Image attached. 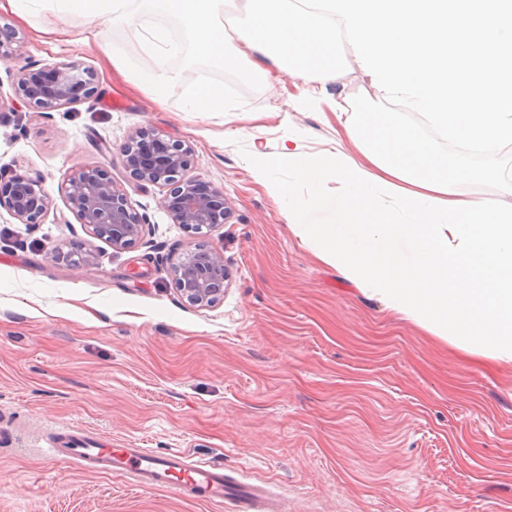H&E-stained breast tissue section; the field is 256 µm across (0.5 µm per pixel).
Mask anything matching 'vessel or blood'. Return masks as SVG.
Listing matches in <instances>:
<instances>
[{
	"label": "vessel or blood",
	"mask_w": 512,
	"mask_h": 512,
	"mask_svg": "<svg viewBox=\"0 0 512 512\" xmlns=\"http://www.w3.org/2000/svg\"><path fill=\"white\" fill-rule=\"evenodd\" d=\"M51 455H65L80 467L131 478L145 488H170L203 500H235L239 512H287L285 503L272 496L264 482H245L224 468L194 459L183 449L156 454L145 448H104L77 439Z\"/></svg>",
	"instance_id": "b4317fda"
}]
</instances>
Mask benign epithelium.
<instances>
[{"label":"benign epithelium","mask_w":512,"mask_h":512,"mask_svg":"<svg viewBox=\"0 0 512 512\" xmlns=\"http://www.w3.org/2000/svg\"><path fill=\"white\" fill-rule=\"evenodd\" d=\"M25 52L14 33L0 30V60L13 61ZM97 93L93 74L76 61L56 62L44 68L24 67L14 80L15 96L41 108L69 107ZM192 148L182 142H166L149 131L132 135L120 149V162L140 186L163 191L162 205L175 224L195 233L224 226L230 206L224 189L185 177L191 166ZM65 198L90 236L104 240L117 251L136 247L144 238L146 223L128 204L126 194L104 168H78L65 183ZM21 224H40L52 199L38 178L13 174L0 176V207ZM180 295L200 307H211L224 297L229 274L223 252L189 247L171 266Z\"/></svg>","instance_id":"obj_1"}]
</instances>
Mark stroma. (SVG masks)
I'll use <instances>...</instances> for the list:
<instances>
[{
  "mask_svg": "<svg viewBox=\"0 0 512 512\" xmlns=\"http://www.w3.org/2000/svg\"><path fill=\"white\" fill-rule=\"evenodd\" d=\"M1 26L25 53L0 61V172L41 177L53 206L35 225L0 208V512H238L49 455V440L73 437L188 450L269 483L288 512H512V367L391 315L323 265L249 166L253 145L277 152L291 132L303 152L335 150L334 117L295 109L297 81L277 72L263 86L181 56L160 107L110 81L97 48L40 42L41 29L80 38V15L0 10ZM345 57L327 95L353 109L366 78ZM61 60L93 73L96 98L14 103L20 67ZM206 70L233 111L182 112ZM139 129L192 146L187 175L223 187L224 228L192 235L162 191L130 182L119 150ZM97 166L147 224L133 249L88 236L66 202L71 171ZM192 241L223 251L231 274L210 308L169 274ZM76 244L92 265L67 260Z\"/></svg>",
  "mask_w": 512,
  "mask_h": 512,
  "instance_id": "obj_1",
  "label": "stroma"
}]
</instances>
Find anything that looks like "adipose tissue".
<instances>
[{"label": "adipose tissue", "mask_w": 512, "mask_h": 512, "mask_svg": "<svg viewBox=\"0 0 512 512\" xmlns=\"http://www.w3.org/2000/svg\"><path fill=\"white\" fill-rule=\"evenodd\" d=\"M232 0H0V9L30 20L39 10L78 14L90 20L75 49L103 48L122 80L164 103L175 77L169 61L192 47L203 63L246 65L265 83L269 56L250 48L224 23ZM177 19L179 34L168 21ZM125 28L153 59L135 66L125 47L107 40ZM337 125L361 162L343 150L303 154L282 144L277 155L255 150L251 165L282 203L286 221L323 264L336 268L364 293L379 298L393 315L472 353L512 365V173L453 166L416 126L387 116L370 121L361 110L333 106ZM291 167L308 197L271 180L272 168ZM489 182L495 198L466 199L460 183ZM335 184V195L323 192ZM327 210L317 224L314 210Z\"/></svg>", "instance_id": "1"}]
</instances>
